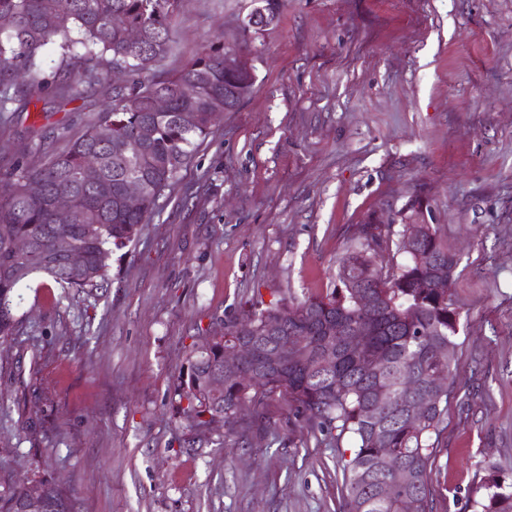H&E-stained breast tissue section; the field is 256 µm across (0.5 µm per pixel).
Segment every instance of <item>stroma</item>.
<instances>
[{
  "mask_svg": "<svg viewBox=\"0 0 512 512\" xmlns=\"http://www.w3.org/2000/svg\"><path fill=\"white\" fill-rule=\"evenodd\" d=\"M252 8L181 0L155 74L223 46L244 51L256 82L113 252L110 286L17 289L21 328L0 347V488L47 480L74 512H342L351 435L313 429L279 396L236 418L244 436L198 435L179 387L193 343L251 303L332 291L355 225L398 219L420 187L458 258L432 506L472 512L488 472L512 483V0H285L247 32ZM76 90L0 117V179L84 131L107 88Z\"/></svg>",
  "mask_w": 512,
  "mask_h": 512,
  "instance_id": "obj_1",
  "label": "stroma"
}]
</instances>
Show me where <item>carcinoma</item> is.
<instances>
[{
	"mask_svg": "<svg viewBox=\"0 0 512 512\" xmlns=\"http://www.w3.org/2000/svg\"><path fill=\"white\" fill-rule=\"evenodd\" d=\"M180 0H0V18L12 26L0 29V112L15 102L11 90L25 88L22 109L35 105L55 87L73 91L74 63L96 84L107 78L112 66L128 68L134 75L124 91L112 94L85 132L67 141L63 149L45 154L36 166H16L0 185V346L15 340L18 324L13 312L15 290L34 276H47L63 294L104 288L109 281L112 252L133 242L160 206L164 192L192 157L196 141L209 135L224 111V89L249 81L246 72L224 70L225 48L217 47L191 59L166 77L142 74L146 65L161 61L173 51L170 32ZM116 15L122 25L112 24ZM141 38L133 42L129 32ZM59 39L60 62L55 71H42V52ZM168 99L165 112L152 107V94ZM194 113L186 126L180 113ZM148 125L153 135L143 144L140 129ZM95 165L99 181L88 184L83 172ZM140 182L141 206L127 209L122 184ZM67 194L75 210L73 223L58 221L53 202ZM428 199L415 190L399 211L401 221L422 211ZM372 215L357 225L344 252L336 258L338 284L332 292L265 308L253 306L224 321V332L210 336L191 350L187 379L182 382V414L194 426L208 428L224 418L225 434L233 432L240 408L253 394L283 395L297 415L337 436L357 441L345 476L343 512H432L428 468L436 446L433 437L448 406L449 390L432 397L419 418L404 414L411 390H421L430 379L451 374L458 312L448 289L436 287L452 279L458 258L440 242L434 227L423 233L420 257L408 255L395 270L383 266V253L403 252L401 237ZM28 241L18 252L14 241ZM81 249L85 263L68 264L66 247ZM371 302L360 306L359 290ZM295 311L293 347L288 364L268 368L246 361L224 376V394L215 398L211 375L224 369V348L248 336H261L281 309ZM336 328V335L327 333ZM368 328L370 342L351 346L350 334ZM388 391L377 401L378 389ZM377 407L380 420H370ZM395 457L409 470L412 484L384 497L379 485L396 479L384 466ZM39 512H73L70 499L54 484L41 481ZM30 484L22 483L0 495V512H28ZM475 512H512V489L490 474L479 486Z\"/></svg>",
	"mask_w": 512,
	"mask_h": 512,
	"instance_id": "cac0c4a2",
	"label": "carcinoma"
}]
</instances>
